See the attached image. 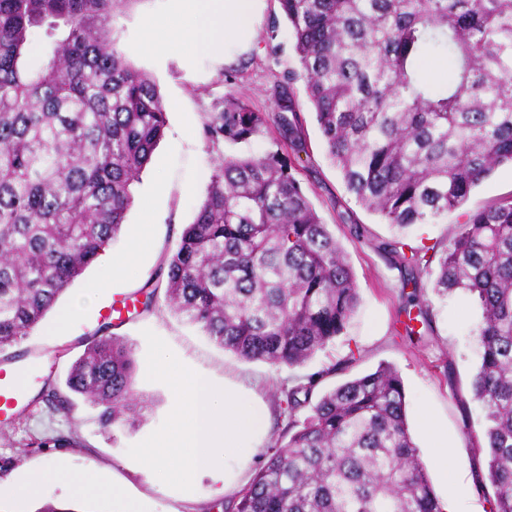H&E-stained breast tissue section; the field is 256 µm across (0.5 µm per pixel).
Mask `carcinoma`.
Segmentation results:
<instances>
[{
  "instance_id": "carcinoma-1",
  "label": "carcinoma",
  "mask_w": 512,
  "mask_h": 512,
  "mask_svg": "<svg viewBox=\"0 0 512 512\" xmlns=\"http://www.w3.org/2000/svg\"><path fill=\"white\" fill-rule=\"evenodd\" d=\"M129 0H0V352L31 334L120 234L151 163L167 107L154 79L117 49L112 20ZM327 156L347 191L386 224H435L491 173L512 165V0H278ZM448 63L442 83L424 75ZM273 122L305 151L291 87ZM267 117L236 98L205 123L213 147L249 144ZM279 152L216 160L204 199L163 258L164 297L216 345L247 361L299 367L343 334L359 293L343 248ZM417 283L466 291L481 312L471 382L484 418L492 512H512V196L467 212L447 243L378 246ZM406 336L429 330L416 292L401 293ZM416 315H411L413 308ZM343 359L285 392L288 423L231 512H443L390 364L313 394L352 369ZM132 344L103 326L70 367L103 427H134ZM307 410L303 419L297 412Z\"/></svg>"
}]
</instances>
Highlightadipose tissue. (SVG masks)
Here are the masks:
<instances>
[{"instance_id": "adipose-tissue-1", "label": "adipose tissue", "mask_w": 512, "mask_h": 512, "mask_svg": "<svg viewBox=\"0 0 512 512\" xmlns=\"http://www.w3.org/2000/svg\"><path fill=\"white\" fill-rule=\"evenodd\" d=\"M164 22L188 50L220 55L227 46H248L261 0H175Z\"/></svg>"}]
</instances>
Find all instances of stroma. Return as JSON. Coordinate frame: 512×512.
<instances>
[{"mask_svg":"<svg viewBox=\"0 0 512 512\" xmlns=\"http://www.w3.org/2000/svg\"><path fill=\"white\" fill-rule=\"evenodd\" d=\"M173 0H129L113 19L119 49L136 68L156 81L168 105L167 125L150 166L133 189L134 195L151 194L153 225L150 242L138 267L113 274L110 267L95 262L67 291L56 306L57 314L69 316L68 330L53 334L55 316L48 317L31 336L10 348V360L0 361V371H25L29 382L26 396L31 403L22 414L0 425V512H39L51 502L65 512H98L95 500L73 498L60 471L90 473L138 496L142 512H227L224 496L209 495L211 477L200 479L204 491L193 501L138 469L128 454L130 445L149 436L172 410L175 397L163 383L146 378L147 342L144 330L164 339L184 364L202 377L216 382H242L249 396L259 399L269 411L270 426L255 444L247 468L255 472L265 462L268 446L277 439L280 385L296 375L310 374L358 349L354 367L361 374L379 364L393 365L404 382L408 419L415 443L428 466L432 487L443 506L455 512H491L493 489L485 469L486 451L466 440L465 430L481 435L482 410L471 395V382L480 363L476 336L480 311L471 297L458 290L443 295L434 277L421 275L418 287L429 312L431 330L422 340L403 335L397 285L399 273L382 259L373 245L397 236L398 228L361 207L348 193L342 177L329 160L302 82H289L299 68L293 40L286 25H273L276 0H264L256 21L257 37L251 47L231 49L227 59L191 54L176 46L163 55L144 52L148 35L164 37L160 25L172 12ZM292 83L296 110L306 136L309 157L298 178L323 223L345 250L354 270L359 304L342 336L300 367H277L249 362L224 351L196 328L186 324L166 302L136 319L118 320L114 303L128 301L160 266L163 256L175 248L182 225L191 223L204 197L211 167L218 156L252 153L261 155L282 146L275 124H268L253 142L221 145L212 149L203 127L213 113L222 111L224 100L234 97L251 109L272 114L279 85ZM512 194V166L495 170L471 193L464 209L475 211ZM363 237L355 239L351 227ZM106 282L103 290L93 281ZM113 323L114 334L134 346L137 364L136 390L151 403L144 421L136 428L103 430L98 412L82 398H74L71 409L48 403L41 391L62 388L72 363L80 357L96 330ZM438 423L448 442V465L434 460L429 434L419 425L421 415ZM66 437L65 447H42L40 439ZM43 474L42 497L30 500L15 491L26 472Z\"/></svg>","mask_w":512,"mask_h":512,"instance_id":"1","label":"stroma"}]
</instances>
